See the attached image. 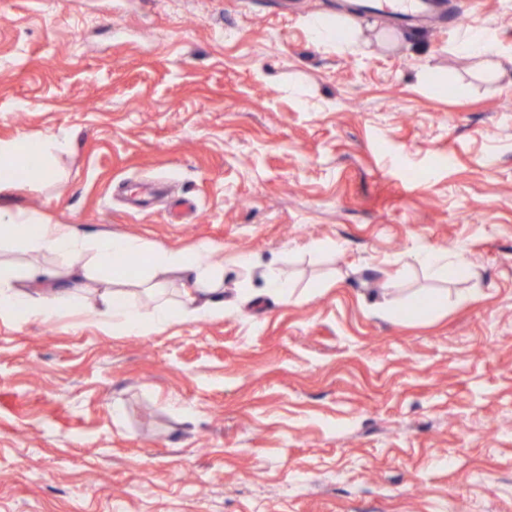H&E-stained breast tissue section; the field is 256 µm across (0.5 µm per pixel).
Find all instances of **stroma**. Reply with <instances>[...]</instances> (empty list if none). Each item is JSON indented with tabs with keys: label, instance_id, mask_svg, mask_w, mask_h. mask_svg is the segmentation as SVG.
I'll list each match as a JSON object with an SVG mask.
<instances>
[{
	"label": "stroma",
	"instance_id": "1",
	"mask_svg": "<svg viewBox=\"0 0 512 512\" xmlns=\"http://www.w3.org/2000/svg\"><path fill=\"white\" fill-rule=\"evenodd\" d=\"M336 13L364 50L313 41ZM482 26L512 54V0L410 27L347 0H0V139L71 141L0 206L224 268L223 318L147 336L0 319V512H512V71L458 52ZM423 263L438 275L461 277L468 270V264L462 259H451L446 251L427 250Z\"/></svg>",
	"mask_w": 512,
	"mask_h": 512
}]
</instances>
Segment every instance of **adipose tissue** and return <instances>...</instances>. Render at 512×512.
Returning a JSON list of instances; mask_svg holds the SVG:
<instances>
[{
    "label": "adipose tissue",
    "instance_id": "adipose-tissue-1",
    "mask_svg": "<svg viewBox=\"0 0 512 512\" xmlns=\"http://www.w3.org/2000/svg\"><path fill=\"white\" fill-rule=\"evenodd\" d=\"M312 39L340 51L360 49L362 31L349 20L331 21L320 16L307 22ZM59 136L28 142L0 140V192L33 177H53L51 157L65 150ZM22 245L61 259L58 267L32 263L19 268L4 259V251ZM212 247L201 242L190 249H148L133 237L100 233L81 234L69 224H53L23 211L0 207V319L50 322L71 315L73 287L91 282L98 298L90 313L101 329L127 336H147L178 320L218 319L224 315V274L211 263ZM147 256L149 277L140 279L143 294L153 306L144 310L124 288L125 259ZM181 279L179 298L170 301L163 278Z\"/></svg>",
    "mask_w": 512,
    "mask_h": 512
}]
</instances>
